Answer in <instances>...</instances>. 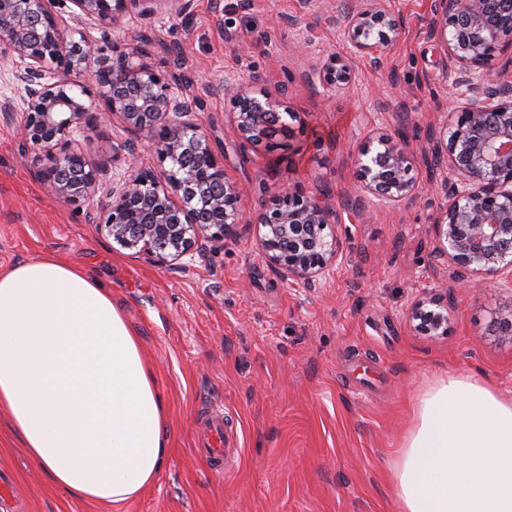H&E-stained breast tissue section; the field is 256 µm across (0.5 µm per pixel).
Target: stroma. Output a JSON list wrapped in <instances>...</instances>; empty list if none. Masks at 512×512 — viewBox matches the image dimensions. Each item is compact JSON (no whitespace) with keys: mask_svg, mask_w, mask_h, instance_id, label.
I'll return each mask as SVG.
<instances>
[{"mask_svg":"<svg viewBox=\"0 0 512 512\" xmlns=\"http://www.w3.org/2000/svg\"><path fill=\"white\" fill-rule=\"evenodd\" d=\"M404 20L379 64L354 59L355 82L323 94L307 76L332 54L349 55L342 0H193L191 12L128 14L112 38L142 46L203 102L194 116L248 213L286 183L328 198L345 224L342 263L316 287L267 266L254 234L226 239L182 270L134 257L97 227V199L74 207L49 197L34 152L0 120V272L51 253L111 286L166 399L168 458L156 480L119 508L73 498L42 475L0 410V479L13 494L0 512H397L389 465L416 396L436 378L468 374L512 397V335L490 328L512 294L479 275L458 286L436 253L446 204L431 190L449 174L429 141L461 108L430 33V0H385ZM266 77V88L305 127L289 154L240 145L225 78ZM404 141L417 200L381 207L360 195L355 154L367 138ZM110 121L88 132L92 159L123 151ZM448 296V332L418 335L410 301ZM223 411L230 447L223 469L197 453L205 410Z\"/></svg>","mask_w":512,"mask_h":512,"instance_id":"1","label":"stroma"}]
</instances>
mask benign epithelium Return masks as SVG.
<instances>
[{
	"label": "benign epithelium",
	"instance_id": "1",
	"mask_svg": "<svg viewBox=\"0 0 512 512\" xmlns=\"http://www.w3.org/2000/svg\"><path fill=\"white\" fill-rule=\"evenodd\" d=\"M192 0H0V60L11 63L18 97L0 99V119L18 121L20 139L36 149L34 164L45 193L80 205L105 188L101 221L123 249L171 267L185 257L224 246L251 228L266 264L284 279L319 284L343 259L331 227L343 223L325 197L294 184L283 186L264 211L246 220L239 186L227 177L207 135L190 116L200 103L189 98L179 77L162 71L135 47L86 34L66 39L64 15L103 32L117 30L129 12L150 19L163 9L180 16ZM433 31L444 46L445 71L463 106L433 146L448 156L450 178L436 193L448 198L436 223L437 253L456 267L457 282L483 276L512 293V84L497 92L487 83L509 65L512 5L504 0H431ZM345 32L352 51L378 62L397 40L402 22L381 5L361 0L347 9ZM89 76L88 82L75 79ZM327 93L347 90L348 62L335 57L308 76ZM264 77L246 82L229 77L224 95L233 102V123L245 146H287L300 132L299 115L260 88ZM124 130L146 136L170 168L160 174L134 165L126 149V171L90 158L79 138L96 128L90 99ZM359 191L378 204H409L417 198V176L407 147L387 134L357 151ZM407 320L434 338L447 333L448 298L414 300Z\"/></svg>",
	"mask_w": 512,
	"mask_h": 512
}]
</instances>
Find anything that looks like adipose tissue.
Segmentation results:
<instances>
[{
  "label": "adipose tissue",
  "mask_w": 512,
  "mask_h": 512,
  "mask_svg": "<svg viewBox=\"0 0 512 512\" xmlns=\"http://www.w3.org/2000/svg\"><path fill=\"white\" fill-rule=\"evenodd\" d=\"M0 407L66 495L114 507L167 461V414L112 291L46 254L0 273ZM398 512H512V399L469 375L417 397L390 466Z\"/></svg>",
  "instance_id": "obj_1"
}]
</instances>
